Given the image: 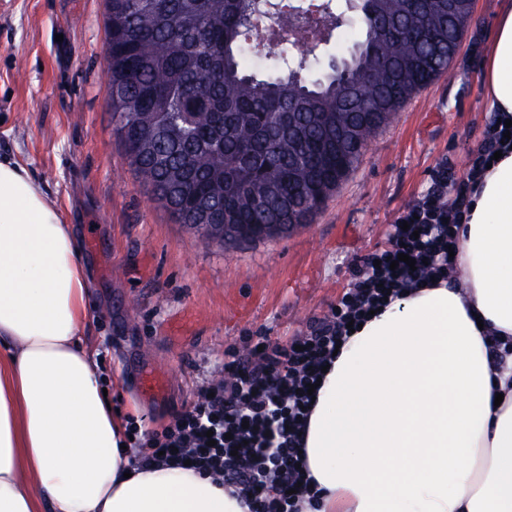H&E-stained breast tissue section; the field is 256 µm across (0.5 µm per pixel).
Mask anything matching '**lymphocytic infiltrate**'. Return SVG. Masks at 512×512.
Listing matches in <instances>:
<instances>
[{
  "instance_id": "1",
  "label": "lymphocytic infiltrate",
  "mask_w": 512,
  "mask_h": 512,
  "mask_svg": "<svg viewBox=\"0 0 512 512\" xmlns=\"http://www.w3.org/2000/svg\"><path fill=\"white\" fill-rule=\"evenodd\" d=\"M463 215L459 204L448 203L439 190L409 209L402 222L391 225L385 248L362 258L353 288L331 317L317 320L307 334L287 344L261 339V349L252 357L225 355L224 370L233 382L212 381L162 430L147 431L128 422L136 461H188L238 488L251 512H300L303 498L313 494L299 454V433L312 406L309 385L347 340L349 322L363 321L387 295L434 277L447 278L449 249L458 243L456 228ZM402 253L408 262H398ZM284 469L299 483L295 493H288L279 480Z\"/></svg>"
}]
</instances>
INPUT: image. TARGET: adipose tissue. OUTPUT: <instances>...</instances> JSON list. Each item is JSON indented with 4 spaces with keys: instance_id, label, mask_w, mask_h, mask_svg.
<instances>
[{
    "instance_id": "adipose-tissue-1",
    "label": "adipose tissue",
    "mask_w": 512,
    "mask_h": 512,
    "mask_svg": "<svg viewBox=\"0 0 512 512\" xmlns=\"http://www.w3.org/2000/svg\"><path fill=\"white\" fill-rule=\"evenodd\" d=\"M482 84L512 118V7ZM457 233L453 275L376 311L327 370L303 512H512V147ZM89 296L74 225L0 157V512H249L222 478L132 465L83 342Z\"/></svg>"
}]
</instances>
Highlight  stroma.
Wrapping results in <instances>:
<instances>
[{
	"mask_svg": "<svg viewBox=\"0 0 512 512\" xmlns=\"http://www.w3.org/2000/svg\"><path fill=\"white\" fill-rule=\"evenodd\" d=\"M505 4L476 0L447 73L394 112L306 227L223 249L179 224L129 165L109 105L106 0H0V156L77 227L94 292L84 342L113 415L160 427L226 353L307 332L438 172L465 176L495 118L481 73ZM153 368L167 385L149 399L138 379Z\"/></svg>",
	"mask_w": 512,
	"mask_h": 512,
	"instance_id": "35a3bbf8",
	"label": "stroma"
}]
</instances>
